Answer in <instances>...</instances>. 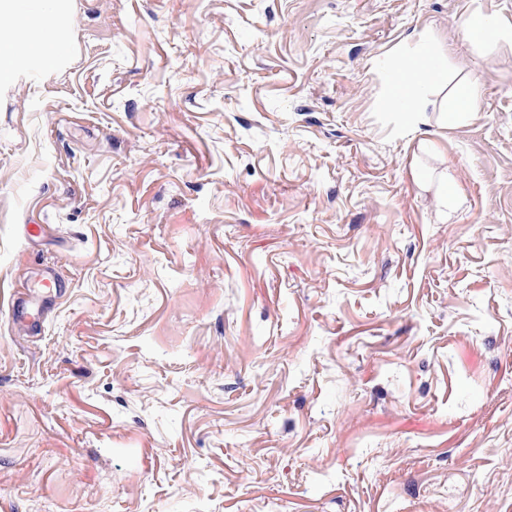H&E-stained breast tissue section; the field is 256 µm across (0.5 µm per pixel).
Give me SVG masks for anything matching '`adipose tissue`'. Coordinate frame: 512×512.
<instances>
[{"label":"adipose tissue","mask_w":512,"mask_h":512,"mask_svg":"<svg viewBox=\"0 0 512 512\" xmlns=\"http://www.w3.org/2000/svg\"><path fill=\"white\" fill-rule=\"evenodd\" d=\"M18 0H0V84L9 80L17 60L32 46L45 40L57 18L65 9L66 0H49L43 14L21 18ZM448 81L447 71L431 56L409 55L398 74V83L408 96L411 113L423 105L420 89L439 86Z\"/></svg>","instance_id":"obj_1"}]
</instances>
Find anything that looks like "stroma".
<instances>
[{"label":"stroma","mask_w":512,"mask_h":512,"mask_svg":"<svg viewBox=\"0 0 512 512\" xmlns=\"http://www.w3.org/2000/svg\"><path fill=\"white\" fill-rule=\"evenodd\" d=\"M69 5L0 84V512H512V0ZM458 29L465 38H472L477 32H483L486 34V37L489 38H494L499 35L496 29V23L491 18H463L458 22ZM405 48L399 46L394 53L405 58L404 68L397 74L398 83L408 96V118L412 119L421 111L423 100L420 97V88L424 86H439L448 82V72L435 62L431 56L404 55ZM482 90L479 78L470 75L460 79L450 98L449 107L454 112H480ZM65 281L53 267L47 266L24 292L11 295L7 304L10 323L26 334H40L54 300L63 292Z\"/></svg>","instance_id":"stroma-1"}]
</instances>
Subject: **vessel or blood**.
<instances>
[{"mask_svg":"<svg viewBox=\"0 0 512 512\" xmlns=\"http://www.w3.org/2000/svg\"><path fill=\"white\" fill-rule=\"evenodd\" d=\"M64 289V281L54 268H47L25 291L11 295L7 304L10 323L27 334H40Z\"/></svg>","mask_w":512,"mask_h":512,"instance_id":"1","label":"vessel or blood"}]
</instances>
